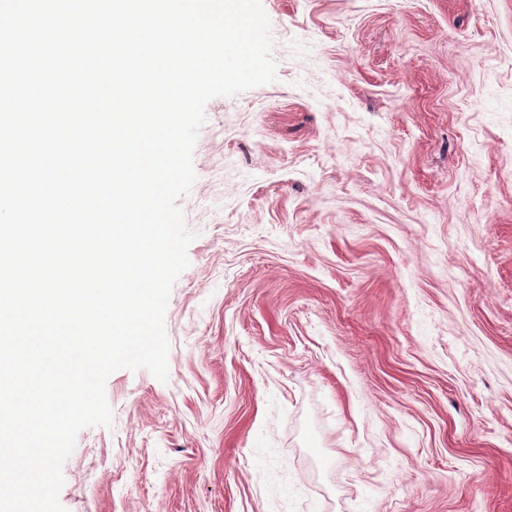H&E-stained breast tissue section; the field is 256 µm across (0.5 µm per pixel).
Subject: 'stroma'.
<instances>
[{"label": "stroma", "instance_id": "35a3bbf8", "mask_svg": "<svg viewBox=\"0 0 512 512\" xmlns=\"http://www.w3.org/2000/svg\"><path fill=\"white\" fill-rule=\"evenodd\" d=\"M205 106L168 379L112 373L66 512H512V0H262Z\"/></svg>", "mask_w": 512, "mask_h": 512}]
</instances>
